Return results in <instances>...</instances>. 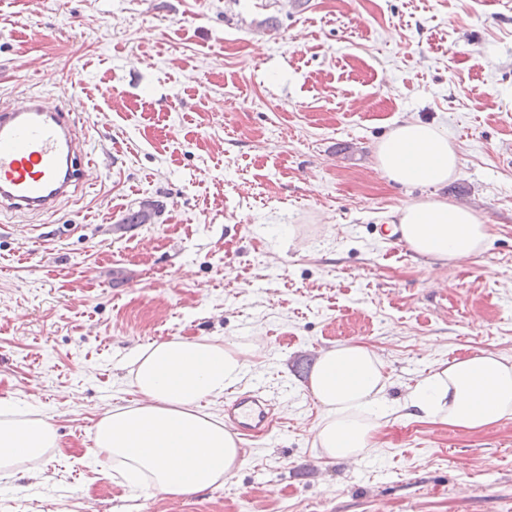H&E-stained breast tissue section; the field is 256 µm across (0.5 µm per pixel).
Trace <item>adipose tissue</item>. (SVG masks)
Listing matches in <instances>:
<instances>
[{"label":"adipose tissue","instance_id":"obj_1","mask_svg":"<svg viewBox=\"0 0 512 512\" xmlns=\"http://www.w3.org/2000/svg\"><path fill=\"white\" fill-rule=\"evenodd\" d=\"M390 180L439 187L452 180L459 155L447 130L419 121L397 125L374 151ZM395 217L410 248L444 265L483 251L489 227L471 208L429 197L405 204ZM246 351L206 339L172 338L138 348L130 379L141 401L115 407L95 425L97 457L111 462L135 489L181 496L223 485L242 464L238 440L223 418L201 409L217 403L238 383ZM384 365L361 344L321 353L309 390L322 409L313 443L331 459L355 460L379 442L373 417L383 406ZM415 417L478 432L512 419V358L483 353L448 363L422 381L410 396ZM53 427L0 403V475L57 447Z\"/></svg>","mask_w":512,"mask_h":512}]
</instances>
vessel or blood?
I'll list each match as a JSON object with an SVG mask.
<instances>
[{
    "mask_svg": "<svg viewBox=\"0 0 512 512\" xmlns=\"http://www.w3.org/2000/svg\"><path fill=\"white\" fill-rule=\"evenodd\" d=\"M100 177L72 109L31 94L0 110V209L47 212ZM226 413L231 429L253 437L266 434L274 419L271 403L250 393L233 395Z\"/></svg>",
    "mask_w": 512,
    "mask_h": 512,
    "instance_id": "b4317fda",
    "label": "vessel or blood"
}]
</instances>
